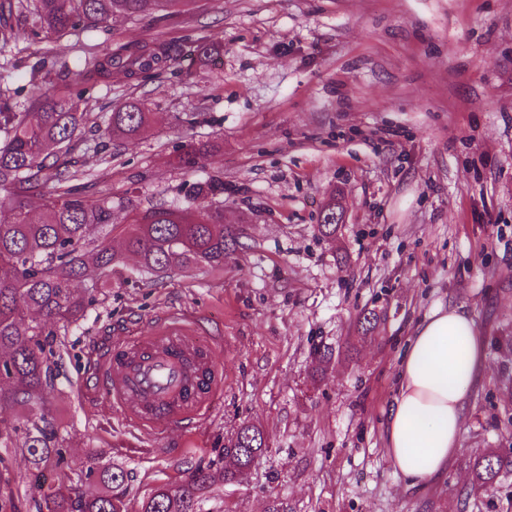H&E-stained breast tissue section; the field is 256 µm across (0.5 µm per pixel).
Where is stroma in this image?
<instances>
[{"mask_svg":"<svg viewBox=\"0 0 512 512\" xmlns=\"http://www.w3.org/2000/svg\"><path fill=\"white\" fill-rule=\"evenodd\" d=\"M23 34L0 50V93L28 106L29 66L48 56L70 81L85 55L68 37ZM218 38L222 55L191 77L151 81L113 70L88 103L73 169L121 223L153 205L184 208L185 184L224 176V221L240 231L223 272L140 271L133 256L91 272L96 300L60 332L51 403L73 465L128 474V512L187 468L220 463L240 424L267 451L238 482L216 483L203 512H506L512 477L466 504L475 456L512 448V353L487 351L447 473L408 486L385 452V423L414 326L435 304L465 305L484 337L512 336V0H195L190 11L115 18L83 34L115 43ZM140 100L153 119L96 161V126ZM206 167L179 165L187 143ZM335 239L318 230L330 198ZM193 314L219 339L224 396L198 430L131 431L81 399L93 339L162 312ZM378 316L372 335L358 320ZM333 357L312 371L311 351Z\"/></svg>","mask_w":512,"mask_h":512,"instance_id":"35a3bbf8","label":"stroma"}]
</instances>
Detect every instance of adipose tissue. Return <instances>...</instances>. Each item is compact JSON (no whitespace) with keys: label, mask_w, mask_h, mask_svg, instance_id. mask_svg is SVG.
<instances>
[{"label":"adipose tissue","mask_w":512,"mask_h":512,"mask_svg":"<svg viewBox=\"0 0 512 512\" xmlns=\"http://www.w3.org/2000/svg\"><path fill=\"white\" fill-rule=\"evenodd\" d=\"M485 368L484 343L465 306L433 307L410 337L385 429L395 470L415 486L457 456L470 392Z\"/></svg>","instance_id":"obj_1"}]
</instances>
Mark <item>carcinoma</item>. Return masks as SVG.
<instances>
[{
    "label": "carcinoma",
    "instance_id": "carcinoma-1",
    "mask_svg": "<svg viewBox=\"0 0 512 512\" xmlns=\"http://www.w3.org/2000/svg\"><path fill=\"white\" fill-rule=\"evenodd\" d=\"M193 0H31L32 33L46 38L73 36L106 23L115 16L137 18L185 12ZM14 0H0V44L17 38L12 18ZM223 50L220 39L201 41L187 49L160 42L135 50L117 42L103 61L85 58L82 82L76 85L32 79L30 112H19L8 99L0 101V413L22 408L10 420L0 418V446L22 441L34 481L25 495L26 512H126L129 495L120 468L100 467L90 458L82 463L78 485L48 482V465L70 467L64 438L59 433L49 394L53 390L50 361L55 357L53 336L83 318L95 289L76 292L75 284L89 267L106 269L120 255L103 238L88 237L93 224L114 229L112 200L94 199L71 185L76 173L61 156L78 145L77 131L87 121L81 110L86 93L119 68L148 77L159 70L213 62ZM153 113L137 102H126L104 117L102 136L135 139ZM203 146L185 145L179 162L205 164ZM224 195V178L211 175L185 189L189 206L148 208L121 225L125 251L139 259L146 272L224 267V250L238 237L224 225V210L213 205ZM261 430L242 424L224 445V465L195 467L175 483L160 485L141 501L138 512H200V501L218 480L235 482L264 455ZM467 497L478 498L497 489L512 475V454L490 448L471 465Z\"/></svg>",
    "mask_w": 512,
    "mask_h": 512
}]
</instances>
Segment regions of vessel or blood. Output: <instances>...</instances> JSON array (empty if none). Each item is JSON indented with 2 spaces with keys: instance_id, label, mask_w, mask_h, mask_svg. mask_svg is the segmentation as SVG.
Returning a JSON list of instances; mask_svg holds the SVG:
<instances>
[{
  "instance_id": "vessel-or-blood-1",
  "label": "vessel or blood",
  "mask_w": 512,
  "mask_h": 512,
  "mask_svg": "<svg viewBox=\"0 0 512 512\" xmlns=\"http://www.w3.org/2000/svg\"><path fill=\"white\" fill-rule=\"evenodd\" d=\"M194 319L171 311L133 341L95 340L90 368L100 388L83 395L89 407L108 404L124 425L144 430L164 424L193 429L217 398L219 368L190 341Z\"/></svg>"
}]
</instances>
